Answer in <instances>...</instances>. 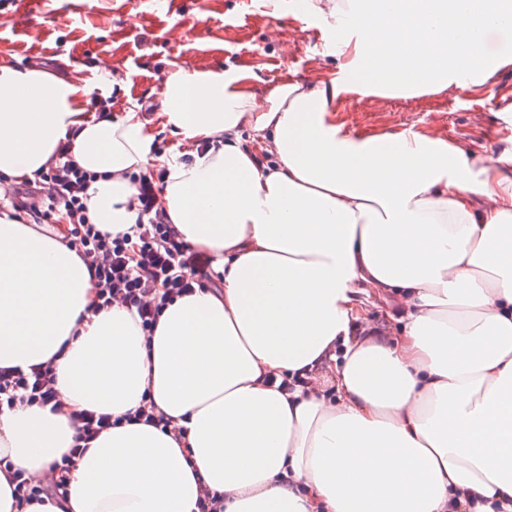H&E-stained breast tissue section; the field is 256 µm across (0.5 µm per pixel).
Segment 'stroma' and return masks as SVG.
I'll return each instance as SVG.
<instances>
[{
    "instance_id": "stroma-1",
    "label": "stroma",
    "mask_w": 512,
    "mask_h": 512,
    "mask_svg": "<svg viewBox=\"0 0 512 512\" xmlns=\"http://www.w3.org/2000/svg\"><path fill=\"white\" fill-rule=\"evenodd\" d=\"M322 19L269 14L264 0H169L166 10L142 0H0V65L38 66L78 75L81 108L106 105L121 119L133 105L149 106L168 74L178 69L246 68L259 90L289 79L327 78L336 68L322 39ZM113 82L101 80V60ZM512 105V66L498 70L484 90H447L419 97L350 96L338 118L351 135L368 137L409 128L441 133L479 154L502 150L504 110Z\"/></svg>"
}]
</instances>
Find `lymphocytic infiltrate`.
<instances>
[{
    "label": "lymphocytic infiltrate",
    "mask_w": 512,
    "mask_h": 512,
    "mask_svg": "<svg viewBox=\"0 0 512 512\" xmlns=\"http://www.w3.org/2000/svg\"><path fill=\"white\" fill-rule=\"evenodd\" d=\"M165 168L149 165L131 176L133 205L137 213L130 231L116 235L101 231L87 214L84 200L96 173L72 158L69 143H60L57 158L34 179L16 184L7 195L14 216L31 224H72L70 246L86 262L96 287L95 311L121 304L134 311L144 332H153L170 299L192 294L222 283L214 268V257L193 250L172 228L161 207ZM60 393L50 363L0 368V415L19 407L37 405L57 408ZM76 429L74 444L60 461L51 464L42 479L26 471L8 472L7 480L19 512L41 501L43 496L66 497L68 474L76 458L112 427V419L91 411L72 414Z\"/></svg>",
    "instance_id": "lymphocytic-infiltrate-1"
}]
</instances>
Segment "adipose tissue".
<instances>
[{
	"label": "adipose tissue",
	"mask_w": 512,
	"mask_h": 512,
	"mask_svg": "<svg viewBox=\"0 0 512 512\" xmlns=\"http://www.w3.org/2000/svg\"><path fill=\"white\" fill-rule=\"evenodd\" d=\"M336 69L258 94L252 74L172 72L161 206L219 289L168 302L152 335L126 308L93 313L68 226L0 213V368L52 362L64 405L0 415L7 471L48 470L71 410L117 419L26 512H512V145L496 155L426 132L355 138L348 96L484 85L512 64V0H318ZM483 27V42L466 35ZM79 79L0 66V177L31 178L60 141L98 178L92 223L125 232L132 172L153 162L147 118L82 111ZM251 130V142L242 139ZM267 153L270 162L256 165ZM383 310L384 330L365 323ZM329 368V379L280 381ZM146 403L172 429L127 422Z\"/></svg>",
	"instance_id": "1"
}]
</instances>
